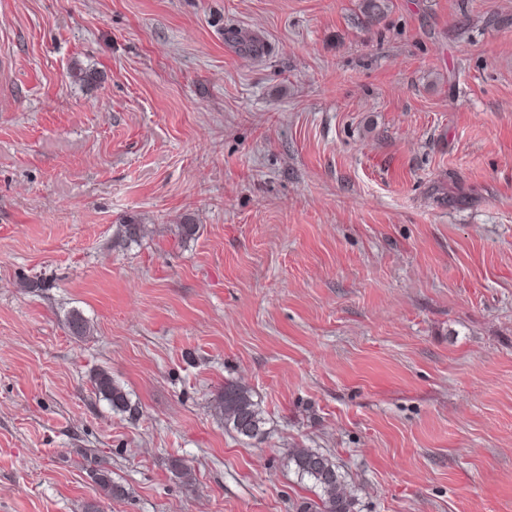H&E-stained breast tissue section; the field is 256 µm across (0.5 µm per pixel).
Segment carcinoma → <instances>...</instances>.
Instances as JSON below:
<instances>
[{"label": "carcinoma", "mask_w": 512, "mask_h": 512, "mask_svg": "<svg viewBox=\"0 0 512 512\" xmlns=\"http://www.w3.org/2000/svg\"><path fill=\"white\" fill-rule=\"evenodd\" d=\"M67 327L78 337L91 331L88 320L77 311L69 315ZM93 383L112 410L122 413L131 410L124 388L108 372L98 371ZM217 408L224 416V427L237 436L253 439L263 434L264 410L244 386L224 383L217 396ZM288 464L294 466L300 480L310 482V492L315 495V499L304 502L300 512H355L356 496L347 488L345 477L331 455L314 448H297L289 454Z\"/></svg>", "instance_id": "obj_1"}]
</instances>
